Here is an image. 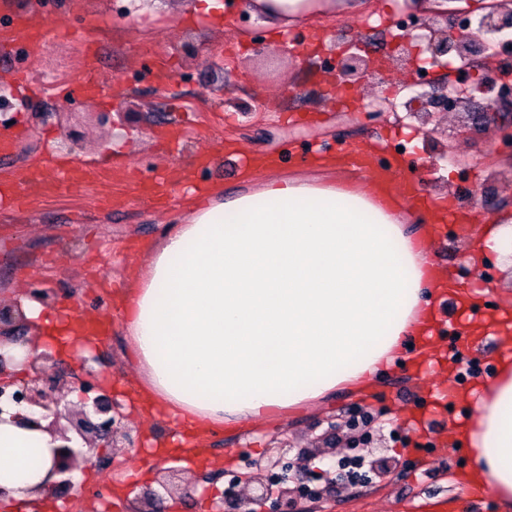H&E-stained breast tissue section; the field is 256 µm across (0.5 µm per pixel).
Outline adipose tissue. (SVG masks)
<instances>
[{
	"label": "adipose tissue",
	"instance_id": "1",
	"mask_svg": "<svg viewBox=\"0 0 512 512\" xmlns=\"http://www.w3.org/2000/svg\"><path fill=\"white\" fill-rule=\"evenodd\" d=\"M368 0H253L274 35L318 17L357 18ZM391 188L355 177L251 178L250 188L191 207L150 250L120 295L139 403L198 435L251 420H283L336 390L370 382L396 365L409 340L431 335L434 302L459 283L441 270L431 224ZM473 225L466 263L481 271L512 254V215L459 212ZM34 327L33 346L12 345L16 376L32 351L86 342L85 322L61 321L20 289L9 292ZM504 352L467 399L449 446L468 453L471 479L499 512H512V332L489 321ZM28 406L0 418V487L9 512L49 497L58 439Z\"/></svg>",
	"mask_w": 512,
	"mask_h": 512
}]
</instances>
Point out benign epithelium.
<instances>
[{"label": "benign epithelium", "instance_id": "1", "mask_svg": "<svg viewBox=\"0 0 512 512\" xmlns=\"http://www.w3.org/2000/svg\"><path fill=\"white\" fill-rule=\"evenodd\" d=\"M505 30H512V9L483 15L472 27L457 31L437 28L435 23L425 19L404 29L399 41L404 52L415 41L425 43L428 56L416 65L418 72L426 70L428 65L446 70L450 56L458 59L463 67L475 71L480 69L483 55L493 49L491 36ZM338 70L340 78L356 80L366 72V63L352 55L338 62ZM485 90L493 96L487 98L483 111L473 113L469 130L476 132L483 125L504 117L506 121L500 125L503 141L512 148V113L503 112L504 105L512 106V85L504 83L498 87L492 81ZM470 101L471 95L465 83L458 78L449 79L440 93L427 96L419 119L426 124L434 113L456 111ZM23 321L24 316L18 306L0 305V372L7 368L8 363L5 344L28 343L26 335L21 333ZM50 359L51 355L46 353L30 357L27 380L11 392L8 391L9 385L0 383V415L11 406L21 404L44 411L42 418L49 420L47 429L63 441L55 448L53 471L59 479L52 484V489L70 491L75 487L74 472L90 467L114 466V458L98 454L96 441L105 439L112 445L122 440L132 448L135 440L117 403L94 382L95 375L85 370V358H79L76 369L63 374L49 370ZM75 388L81 390L82 399L79 404L72 405L67 396ZM91 391L96 395L89 398L87 394ZM63 420L68 426L61 425ZM71 431L80 438L82 447L72 446ZM262 470L266 471L265 480L259 482L252 496L240 498L237 503L272 497L271 512H299L297 503L302 492L303 463L288 462L279 457L263 466Z\"/></svg>", "mask_w": 512, "mask_h": 512}]
</instances>
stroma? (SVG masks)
I'll list each match as a JSON object with an SVG mask.
<instances>
[{"label":"stroma","mask_w":512,"mask_h":512,"mask_svg":"<svg viewBox=\"0 0 512 512\" xmlns=\"http://www.w3.org/2000/svg\"><path fill=\"white\" fill-rule=\"evenodd\" d=\"M128 0H9L0 28L21 24L50 34L44 44L0 41V93L12 104V124L0 125V183L20 193L18 206L0 204V291L23 285L52 291L57 309L107 322L98 351L86 367L120 406H128L137 375L130 366L118 311L96 283L110 277L123 286L127 272L146 254L141 244L161 241L181 223L195 186L242 188L250 160L278 155L277 175L306 173L323 180L341 176L323 159L346 145L373 146L379 159L402 154L420 196L444 198L449 211L471 208L469 194L483 185L494 201L484 213L512 210L499 165L512 149L496 125L466 133L467 112H438L429 124L403 117L371 120L365 106L382 97L403 100L412 75L394 58L401 15L397 0H373L357 19L323 18L304 32H287L280 45L267 40L261 17L223 11L202 17L195 0H147L143 19L123 15ZM368 60L372 77L344 88L336 63L349 53ZM50 72L54 84L40 82ZM106 87L105 99L82 93L87 74ZM109 165L89 176L78 195L58 197L47 187L51 158ZM163 180L167 198L149 193ZM435 260L474 293L466 302H437L438 320L456 333V367L448 375L426 368L418 356L357 394H337L322 407L287 422H247L242 432H222L205 442L204 456L222 462L219 479L197 482V469L173 448H111L128 474L123 496H112V470L88 480L109 492L100 512H143L145 489L175 480L161 512H233L227 490L247 491L261 477V463L302 459L306 483L321 497H307L306 512H435L453 496L459 512H496L492 498L469 503L461 448L440 444L449 417L464 419L465 404L432 410L436 390L456 391L486 378L496 356L495 339L468 333L471 320L512 308V268L471 270L465 247L471 227L452 218L435 225ZM364 417L372 447L353 448L346 421ZM387 456L396 468L358 482L344 475L347 460ZM337 474L328 483L327 473Z\"/></svg>","instance_id":"35a3bbf8"}]
</instances>
